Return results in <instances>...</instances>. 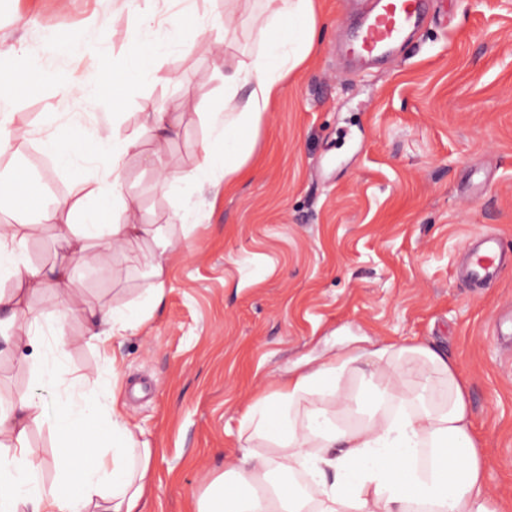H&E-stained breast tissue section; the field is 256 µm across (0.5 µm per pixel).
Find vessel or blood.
Masks as SVG:
<instances>
[{"label": "vessel or blood", "mask_w": 512, "mask_h": 512, "mask_svg": "<svg viewBox=\"0 0 512 512\" xmlns=\"http://www.w3.org/2000/svg\"><path fill=\"white\" fill-rule=\"evenodd\" d=\"M374 10L357 28L349 52L356 58L372 61L390 57L424 22V0H375ZM507 251L501 239L485 234L478 248L469 253L468 278L476 283L495 279Z\"/></svg>", "instance_id": "vessel-or-blood-1"}]
</instances>
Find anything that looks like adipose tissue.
I'll return each instance as SVG.
<instances>
[{"label":"adipose tissue","instance_id":"1","mask_svg":"<svg viewBox=\"0 0 512 512\" xmlns=\"http://www.w3.org/2000/svg\"><path fill=\"white\" fill-rule=\"evenodd\" d=\"M240 0H224L223 13L209 14L207 26L221 27L222 39L210 48L224 69V94L204 118L220 153L205 151L193 168L169 165L166 153L183 124L181 100H146L135 127H127L124 101L112 100V134L81 141L53 136L48 152L72 167L97 161V175L40 210L22 206L28 183L0 178V201L11 208L0 223V278L15 286L0 290V327L10 329L14 346H27L51 387H75L60 362L68 341L56 335L52 355L40 336L45 319L56 325L80 317L91 337L105 341L141 327L164 296L165 266L182 248L176 236L162 237L154 224L138 222L140 202L124 190L130 156L145 157L156 185L183 192L204 186H232L243 174L251 146L272 103L285 91L289 76L316 52L317 0H261L259 10L240 18ZM248 21L258 44L255 52L226 55L241 21ZM137 32L122 51L158 57L179 44L175 17L159 19L150 0L130 10ZM24 90L16 71L0 66V131L10 140L27 133L26 118L16 107ZM150 145H143V138ZM52 226L55 241L80 257L108 242L127 249L146 245L141 254L153 280L139 308H106L80 294L67 264L33 266L26 254L29 239ZM49 291L55 296L51 316L35 311L29 299ZM358 380L359 392L344 382ZM56 425L60 432L51 462L53 484H44L40 451L29 442L33 429ZM244 442L240 455L196 498L192 512H501L487 489L483 442L474 429L468 391L454 363L423 345L386 344L368 350L339 352L318 365L298 369L274 391L252 399L240 420ZM0 512H144L143 499L152 478L154 455L148 442L119 403L103 404L91 391L56 413H47L32 397L0 406ZM97 451L84 464L86 449ZM275 472L304 473L311 486L302 491L272 482Z\"/></svg>","mask_w":512,"mask_h":512}]
</instances>
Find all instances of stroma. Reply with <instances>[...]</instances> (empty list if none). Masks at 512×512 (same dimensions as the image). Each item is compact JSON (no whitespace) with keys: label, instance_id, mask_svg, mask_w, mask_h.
I'll use <instances>...</instances> for the list:
<instances>
[{"label":"stroma","instance_id":"stroma-1","mask_svg":"<svg viewBox=\"0 0 512 512\" xmlns=\"http://www.w3.org/2000/svg\"><path fill=\"white\" fill-rule=\"evenodd\" d=\"M347 0H319L320 47L261 124L250 171L225 195L171 198L149 163L129 159L125 183L144 222L168 225L184 251L164 297L140 328L107 343L69 321L63 369L102 400L119 396L155 450L146 512L190 504L239 447L240 415L298 365L389 340L427 344L460 370L482 436L488 492L512 512V265L486 288L462 278L464 249L484 233L512 248V0H429L428 19L393 58L353 75L339 51L353 29ZM183 15L184 48L169 51L171 83L139 85L151 56L125 57L133 33L125 0H0V53L21 50L27 89L18 101L34 130L112 132L110 97L86 105L57 94L88 68L125 71L118 93L185 103L172 164L193 167L209 145L202 120L223 93L200 17ZM87 56L76 57L75 43ZM17 164L50 172L42 197L68 193L80 170L56 164L30 139ZM37 267L69 261L85 296L104 306L143 301L147 268L100 247L66 259L43 229L27 244ZM61 395L21 353L0 355V396Z\"/></svg>","mask_w":512,"mask_h":512}]
</instances>
